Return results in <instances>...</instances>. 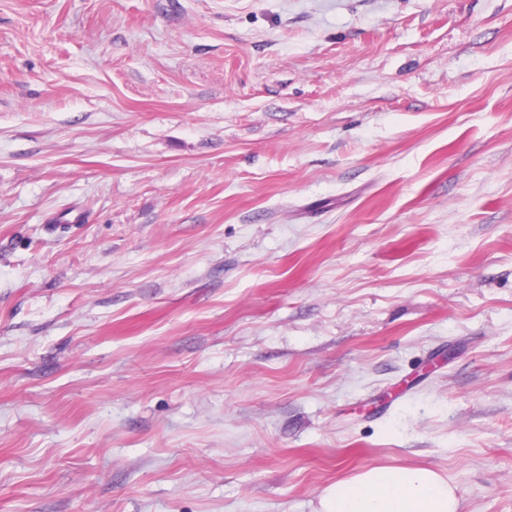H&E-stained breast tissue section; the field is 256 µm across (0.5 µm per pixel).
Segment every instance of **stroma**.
Here are the masks:
<instances>
[{"mask_svg": "<svg viewBox=\"0 0 512 512\" xmlns=\"http://www.w3.org/2000/svg\"><path fill=\"white\" fill-rule=\"evenodd\" d=\"M512 512V0H0V512ZM456 488L426 467L375 466L329 486L317 512H460Z\"/></svg>", "mask_w": 512, "mask_h": 512, "instance_id": "obj_1", "label": "stroma"}]
</instances>
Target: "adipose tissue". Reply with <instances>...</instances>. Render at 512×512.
<instances>
[{"mask_svg": "<svg viewBox=\"0 0 512 512\" xmlns=\"http://www.w3.org/2000/svg\"><path fill=\"white\" fill-rule=\"evenodd\" d=\"M445 476L426 467L375 466L329 486L318 512H460Z\"/></svg>", "mask_w": 512, "mask_h": 512, "instance_id": "1", "label": "adipose tissue"}]
</instances>
